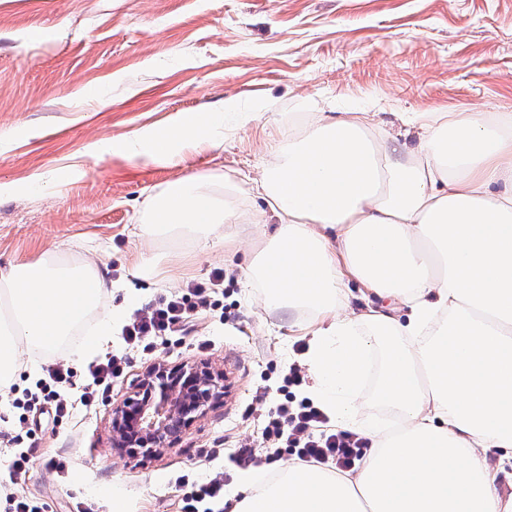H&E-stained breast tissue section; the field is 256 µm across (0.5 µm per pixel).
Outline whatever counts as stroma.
Returning <instances> with one entry per match:
<instances>
[{"label": "stroma", "mask_w": 512, "mask_h": 512, "mask_svg": "<svg viewBox=\"0 0 512 512\" xmlns=\"http://www.w3.org/2000/svg\"><path fill=\"white\" fill-rule=\"evenodd\" d=\"M231 101L250 120L224 130V146L163 165L95 153L101 140L143 130L164 133L179 116ZM512 112V0H0V266L42 253L91 259L105 272L103 305L111 336L96 317L73 340L84 352H22L23 370L0 389V432L17 427L14 401L60 362L76 399L87 367L127 352L110 389L66 417L30 414L17 442L32 451L10 476L0 443V484L40 501L45 512H180L195 483L223 476L226 494L244 476L236 449H258L271 478L289 455L269 457L262 431L282 397L283 378L302 367L306 337L268 311L246 284L245 243H215L155 256L135 234L143 200L159 184L210 169L253 175L270 145L287 143L289 113L309 121L373 112L386 139L416 143L408 112ZM155 261L152 277L140 271ZM223 283H214L215 272ZM207 287L198 304L194 285ZM179 294L196 313L128 350L124 327L160 296ZM203 362L223 372L224 401L160 458L140 463L110 444V409L147 367Z\"/></svg>", "instance_id": "obj_1"}]
</instances>
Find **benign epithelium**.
Listing matches in <instances>:
<instances>
[{"instance_id":"7a95c632","label":"benign epithelium","mask_w":512,"mask_h":512,"mask_svg":"<svg viewBox=\"0 0 512 512\" xmlns=\"http://www.w3.org/2000/svg\"><path fill=\"white\" fill-rule=\"evenodd\" d=\"M224 400V375L207 366L156 363L112 405L111 447L150 461L179 441L183 431Z\"/></svg>"}]
</instances>
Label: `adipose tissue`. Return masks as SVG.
Instances as JSON below:
<instances>
[{"instance_id":"1","label":"adipose tissue","mask_w":512,"mask_h":512,"mask_svg":"<svg viewBox=\"0 0 512 512\" xmlns=\"http://www.w3.org/2000/svg\"><path fill=\"white\" fill-rule=\"evenodd\" d=\"M223 114L178 119L163 134L100 141L99 154L180 164L219 148ZM414 146L379 145L374 115L346 112L271 148L259 176L213 171L159 185L137 234L150 242H235L257 225L244 269L268 308L309 339L304 363L314 394L338 429L371 449L357 472L291 463L279 477L242 479L229 512H512L501 476L512 460V113L414 112ZM274 215L266 225L249 200ZM105 275L50 256L0 268V388L11 385L19 347L63 342L97 311ZM358 289L365 307L349 308ZM383 356L377 397L403 418L383 435L359 420L356 385L368 357ZM425 369L427 384L416 371ZM496 450L497 465L485 453Z\"/></svg>"}]
</instances>
